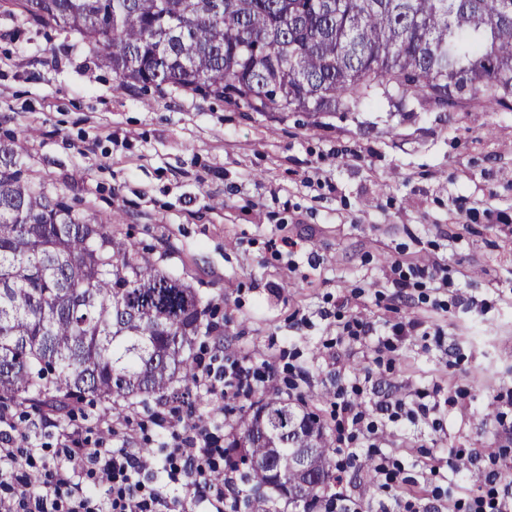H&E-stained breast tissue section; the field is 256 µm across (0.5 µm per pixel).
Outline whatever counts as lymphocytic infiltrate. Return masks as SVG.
Wrapping results in <instances>:
<instances>
[{"label":"lymphocytic infiltrate","instance_id":"1","mask_svg":"<svg viewBox=\"0 0 512 512\" xmlns=\"http://www.w3.org/2000/svg\"><path fill=\"white\" fill-rule=\"evenodd\" d=\"M260 380V373L243 361L221 373L208 366L197 373L198 387L215 396L228 388L247 390ZM336 410L343 423L372 437L379 416L391 408L379 405L370 412L341 393ZM16 432L13 414L0 410V512H162L163 500L143 480L153 457L112 448L116 424L110 416L102 417L97 438L79 427L59 434L58 458L52 462H36L32 441ZM223 454L218 439L203 427L163 451L166 466L185 476L186 490L199 498L210 494L214 462Z\"/></svg>","mask_w":512,"mask_h":512}]
</instances>
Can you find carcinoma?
Returning <instances> with one entry per match:
<instances>
[{
    "label": "carcinoma",
    "mask_w": 512,
    "mask_h": 512,
    "mask_svg": "<svg viewBox=\"0 0 512 512\" xmlns=\"http://www.w3.org/2000/svg\"><path fill=\"white\" fill-rule=\"evenodd\" d=\"M79 34L123 83L203 92L254 112L355 110L395 85L422 105L512 106V0H24ZM194 289L23 177L0 141V402L72 411L157 396L192 411V347L211 335ZM313 449L325 479L288 464ZM255 461L252 488L310 508L333 478L323 427L281 396L258 400L224 446Z\"/></svg>",
    "instance_id": "1"
}]
</instances>
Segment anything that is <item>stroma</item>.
Returning a JSON list of instances; mask_svg holds the SVG:
<instances>
[{
	"label": "stroma",
	"mask_w": 512,
	"mask_h": 512,
	"mask_svg": "<svg viewBox=\"0 0 512 512\" xmlns=\"http://www.w3.org/2000/svg\"><path fill=\"white\" fill-rule=\"evenodd\" d=\"M12 137L25 177L82 215L113 216L114 235L187 282L220 333L199 359L256 367L284 361L264 395L300 399L337 439L338 387L363 400H439L429 418L387 423L382 453L403 464L394 496L419 512L445 506L434 488L477 495L499 471L512 485V109L448 112L388 95L351 111L266 112L173 88L120 83L75 33L34 21L23 0H0V138ZM438 260L435 278L406 297L396 281ZM417 318L427 336L382 345L378 335ZM356 320L375 335L344 333ZM249 399L204 397L193 422L224 437ZM149 399L126 408L144 423L133 450L158 448L188 423ZM103 408L74 416L31 412L39 459L70 424L96 435ZM460 448L498 454L469 469ZM360 457L330 483L363 512H392L394 496ZM440 473L423 480L432 467Z\"/></svg>",
	"instance_id": "obj_1"
}]
</instances>
